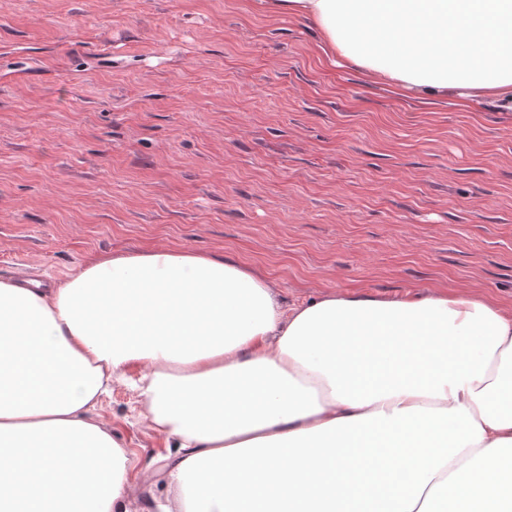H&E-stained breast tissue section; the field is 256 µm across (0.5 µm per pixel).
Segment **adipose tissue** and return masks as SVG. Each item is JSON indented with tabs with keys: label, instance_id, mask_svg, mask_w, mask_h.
Instances as JSON below:
<instances>
[{
	"label": "adipose tissue",
	"instance_id": "adipose-tissue-1",
	"mask_svg": "<svg viewBox=\"0 0 512 512\" xmlns=\"http://www.w3.org/2000/svg\"><path fill=\"white\" fill-rule=\"evenodd\" d=\"M256 7L306 20L335 68L512 110V0ZM126 383L174 450L163 512H512V310L490 298L288 307L187 248L0 280V512H127V450L89 416Z\"/></svg>",
	"mask_w": 512,
	"mask_h": 512
}]
</instances>
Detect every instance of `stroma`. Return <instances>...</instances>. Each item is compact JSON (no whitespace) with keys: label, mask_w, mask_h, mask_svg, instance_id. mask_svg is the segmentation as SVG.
<instances>
[{"label":"stroma","mask_w":512,"mask_h":512,"mask_svg":"<svg viewBox=\"0 0 512 512\" xmlns=\"http://www.w3.org/2000/svg\"><path fill=\"white\" fill-rule=\"evenodd\" d=\"M178 247L288 305L512 308V112L333 68L314 28L251 0H0V279ZM141 411L117 385L91 415L131 456L134 512H158L168 448Z\"/></svg>","instance_id":"obj_1"}]
</instances>
